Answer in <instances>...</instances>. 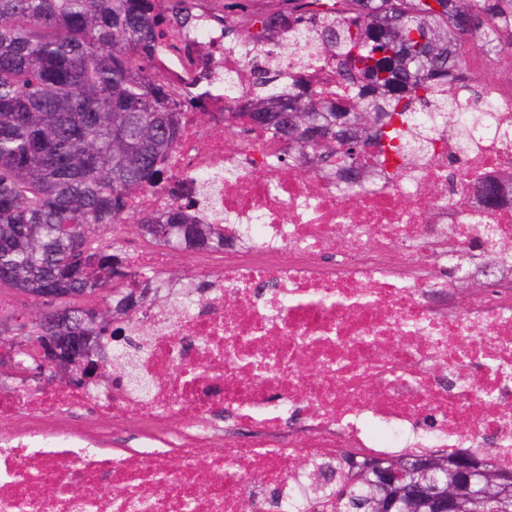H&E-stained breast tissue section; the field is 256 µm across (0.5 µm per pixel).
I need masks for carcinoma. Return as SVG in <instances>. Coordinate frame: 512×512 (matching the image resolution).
<instances>
[{
  "instance_id": "carcinoma-1",
  "label": "carcinoma",
  "mask_w": 512,
  "mask_h": 512,
  "mask_svg": "<svg viewBox=\"0 0 512 512\" xmlns=\"http://www.w3.org/2000/svg\"><path fill=\"white\" fill-rule=\"evenodd\" d=\"M224 2V38L236 42L260 27L266 56L285 24L298 43L306 0L254 14L245 0ZM336 22L317 31L336 50L339 74L358 108L350 110L295 80L286 85L268 67L253 69L254 91L231 116L288 115L252 127L285 140L319 163L339 155L336 133L354 145L379 148L376 162L400 159L433 143L432 134L404 137L403 126L429 122L462 136L451 85L466 78L473 54L493 63L512 46V0H335ZM193 0H0V291L29 297L41 288L61 293L43 302L53 320L14 319L5 332L34 336H115L112 308L83 304L104 288L112 303L130 283L147 292L153 278L112 250V228L128 218L132 197L158 183L162 160L175 148L180 103L151 70L150 47L168 26L194 19ZM319 128L325 140L308 131ZM359 160L341 163L353 184ZM143 237L170 247L224 242L221 224H200L182 206L138 219ZM171 226L168 236L153 229ZM483 471L487 494L457 499L456 512H495L499 470L469 455ZM369 458L352 465L356 481L338 483L336 512H386L371 486Z\"/></svg>"
}]
</instances>
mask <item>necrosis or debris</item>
I'll use <instances>...</instances> for the list:
<instances>
[{
  "mask_svg": "<svg viewBox=\"0 0 512 512\" xmlns=\"http://www.w3.org/2000/svg\"><path fill=\"white\" fill-rule=\"evenodd\" d=\"M195 14L153 50L181 102L172 179L122 228L164 213L182 178L223 253L190 249L178 304L129 315L132 344L87 386L0 383V512H332L320 469L429 448L512 470V79L475 60L453 94L481 122L350 188L226 117L266 58L261 33L230 46L219 0ZM269 61L343 95L319 39L283 32ZM480 177L494 201L467 189Z\"/></svg>",
  "mask_w": 512,
  "mask_h": 512,
  "instance_id": "1",
  "label": "necrosis or debris"
}]
</instances>
